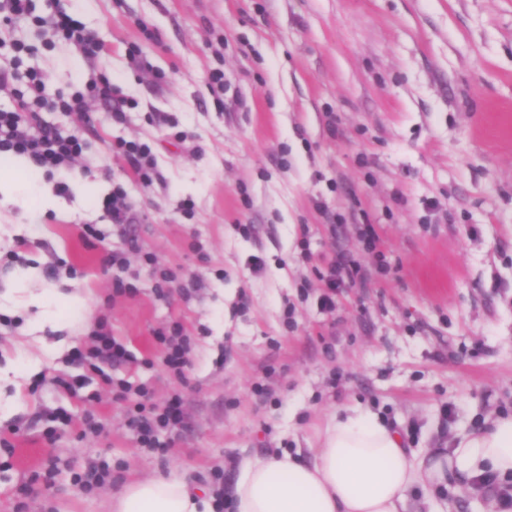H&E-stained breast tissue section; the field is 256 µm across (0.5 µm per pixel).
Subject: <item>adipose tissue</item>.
I'll return each instance as SVG.
<instances>
[{
    "instance_id": "ef3b65f1",
    "label": "adipose tissue",
    "mask_w": 512,
    "mask_h": 512,
    "mask_svg": "<svg viewBox=\"0 0 512 512\" xmlns=\"http://www.w3.org/2000/svg\"><path fill=\"white\" fill-rule=\"evenodd\" d=\"M235 468L233 512H435L460 480L512 478V416L417 456L397 430L349 409L332 414L309 448H273ZM112 512H216V495L189 490L181 475L152 476L127 484Z\"/></svg>"
}]
</instances>
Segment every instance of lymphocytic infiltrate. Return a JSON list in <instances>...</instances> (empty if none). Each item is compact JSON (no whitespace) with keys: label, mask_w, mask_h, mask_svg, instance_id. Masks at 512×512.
I'll return each mask as SVG.
<instances>
[{"label":"lymphocytic infiltrate","mask_w":512,"mask_h":512,"mask_svg":"<svg viewBox=\"0 0 512 512\" xmlns=\"http://www.w3.org/2000/svg\"><path fill=\"white\" fill-rule=\"evenodd\" d=\"M41 24L52 35L64 38L84 54H94L99 48L95 35L73 17L68 0H55L54 12L42 19ZM12 80V73L0 68V92L12 91L16 99L13 111L0 112V155L26 156L39 170L69 168L83 152V143L78 136H61L45 124L42 117L45 108H61L76 115L80 123L89 126L93 123L89 114V101H117L121 98L118 88L106 78L91 81L85 91L68 97L59 92L49 93L43 75L38 72L29 74L28 82L21 90L14 88ZM112 391L120 398H131L128 424L137 434L142 447H156L159 431L180 428L182 414L178 403H170L166 410L156 411L147 404L148 390L132 388L123 379L113 382Z\"/></svg>","instance_id":"f902f5d3"}]
</instances>
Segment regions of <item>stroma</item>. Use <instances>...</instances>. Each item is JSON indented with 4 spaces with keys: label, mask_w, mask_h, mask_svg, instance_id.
<instances>
[{
    "label": "stroma",
    "mask_w": 512,
    "mask_h": 512,
    "mask_svg": "<svg viewBox=\"0 0 512 512\" xmlns=\"http://www.w3.org/2000/svg\"><path fill=\"white\" fill-rule=\"evenodd\" d=\"M73 11L97 56L21 22L12 36L34 51L0 66L15 87L34 70L64 93L104 76L130 104L120 123L114 102L90 101V127L44 111L85 144L69 170L0 156V172L19 176L0 193V314L13 320L0 325V512H107L127 482L184 469L194 485L228 486L238 456L307 447L345 406L398 427L415 451L512 414V0H73ZM121 139L150 145L159 180L134 178ZM119 186L135 215L124 231L102 206ZM87 224L102 239L84 240ZM129 235L132 295L114 292L102 263ZM340 252L387 271L342 283L324 311L320 275ZM145 253L199 289L158 297ZM18 288L52 303L79 293L89 312L52 330L10 302ZM98 321L126 345L124 364L79 359ZM172 321L194 339L180 381L155 338ZM114 378L146 386L160 410L180 398L184 423L161 449L137 443ZM93 464L112 477L88 493L75 476Z\"/></svg>",
    "instance_id": "35a3bbf8"
}]
</instances>
